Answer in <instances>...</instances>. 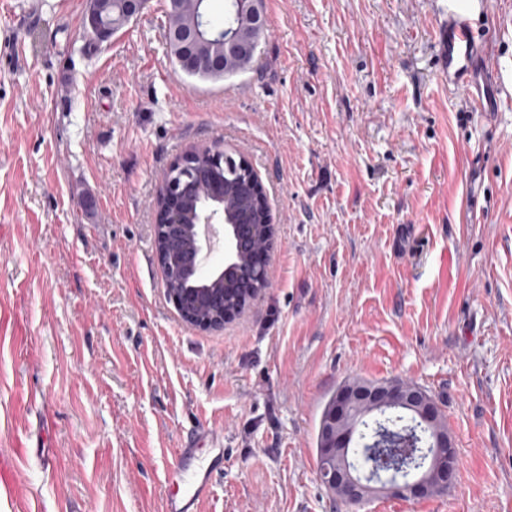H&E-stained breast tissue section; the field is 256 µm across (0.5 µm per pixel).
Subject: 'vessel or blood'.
Instances as JSON below:
<instances>
[{
    "label": "vessel or blood",
    "mask_w": 512,
    "mask_h": 512,
    "mask_svg": "<svg viewBox=\"0 0 512 512\" xmlns=\"http://www.w3.org/2000/svg\"><path fill=\"white\" fill-rule=\"evenodd\" d=\"M484 8V0H440L436 8L437 49L440 73L449 90L470 97L477 111L488 117L495 110L474 92L471 82L477 70L486 81L500 79V68L493 64L489 49L482 46L472 26L474 15L483 13ZM223 472V429L208 424L188 428L166 465L162 512H201Z\"/></svg>",
    "instance_id": "obj_1"
}]
</instances>
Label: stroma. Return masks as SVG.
<instances>
[{
	"mask_svg": "<svg viewBox=\"0 0 512 512\" xmlns=\"http://www.w3.org/2000/svg\"><path fill=\"white\" fill-rule=\"evenodd\" d=\"M487 2L490 120L437 75L436 0H265L252 67L216 82L172 63L168 0L99 45L86 0H0V446L29 490L0 512H161L199 421L224 429L202 512H512V0ZM196 147L245 158L276 224L266 288L215 329L180 317L154 243ZM353 380L436 400L444 493L322 483Z\"/></svg>",
	"mask_w": 512,
	"mask_h": 512,
	"instance_id": "1",
	"label": "stroma"
}]
</instances>
